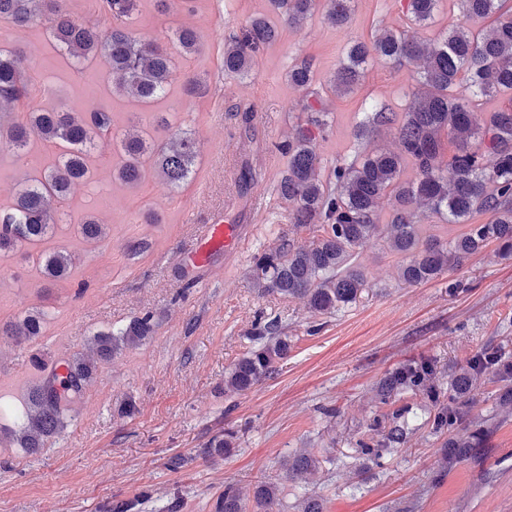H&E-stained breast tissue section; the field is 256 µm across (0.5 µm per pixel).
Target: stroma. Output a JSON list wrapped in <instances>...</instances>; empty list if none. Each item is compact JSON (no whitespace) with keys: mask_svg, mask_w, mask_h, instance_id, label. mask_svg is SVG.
Segmentation results:
<instances>
[{"mask_svg":"<svg viewBox=\"0 0 512 512\" xmlns=\"http://www.w3.org/2000/svg\"><path fill=\"white\" fill-rule=\"evenodd\" d=\"M406 5L354 0L340 28L319 5L301 26L279 22L278 41L260 48L246 76L230 78L224 44L250 17L270 14L268 0H169L165 9L140 0L141 36L168 45L173 29L190 26L201 41L197 53L177 57L166 95L149 108L119 93L104 65L76 72L45 31L0 20V46L20 45L33 56L42 106L85 112L105 105L119 130L150 126L151 112H163L200 145L196 173L177 192L156 179L130 190L113 181L111 166L97 165L95 185L75 188L64 206L67 221L49 242L71 254L70 279L46 281L36 248L0 258V321L29 312L45 318L43 336L33 341L0 336V405L8 409L0 416V512H103L146 486L154 495L138 512H167L176 495L180 512H211L225 484L249 488L258 480L283 483L280 512H295L305 495L320 498L324 512H512V417L497 414L506 385L496 379H486L470 407L488 429L477 457L449 462L440 473L448 436L425 424L424 398L410 392L399 401L409 410L406 443L379 460L360 452L384 411L375 384L387 371L413 358L433 359L445 391L481 349L512 356V256L489 248L434 281L410 286L399 278L397 257L374 240L357 251L369 281L362 297L321 316L303 300L261 293L251 283L255 256L281 235L300 245L314 239L293 227L278 191L286 161L281 147L306 119V92L289 83V70L313 63V87L332 120L319 141L326 167L366 148L398 150L393 130L361 138L357 126L373 103L403 111L418 89L414 68L375 57L351 92L336 94L330 82L352 43L372 42L386 30L428 41L461 16L459 0H442L433 23L421 28L407 18ZM191 79L204 86V97L187 94ZM150 128L155 139L168 134ZM45 164L36 147L21 156L1 150L0 204ZM247 165L255 182L244 196L239 174ZM89 204L110 226L107 238L91 244L74 231ZM149 213L155 223L146 222ZM216 217L245 225L239 251L186 272L180 256ZM140 240L145 251L129 257L127 244ZM146 312L153 315V336L100 365L46 448L36 454L19 448L12 413L22 410L39 377L32 357L51 363L78 356L96 332L118 330ZM260 319L279 320L292 340L289 356L274 378L247 394L225 393L224 374L251 347ZM127 399L138 409L130 419L117 414ZM228 429L237 433L234 452L203 458L206 443ZM306 448L319 466L303 482H285L286 461ZM175 455L185 460L176 470L168 465Z\"/></svg>","mask_w":512,"mask_h":512,"instance_id":"obj_1","label":"stroma"}]
</instances>
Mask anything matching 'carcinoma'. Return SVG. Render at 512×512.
Instances as JSON below:
<instances>
[{
	"instance_id": "1",
	"label": "carcinoma",
	"mask_w": 512,
	"mask_h": 512,
	"mask_svg": "<svg viewBox=\"0 0 512 512\" xmlns=\"http://www.w3.org/2000/svg\"><path fill=\"white\" fill-rule=\"evenodd\" d=\"M92 16H78L67 0H0V18L22 28L42 27L68 54L72 63L103 61L107 74L120 77L127 96L149 104L164 96L173 74V56L166 45L144 41L132 27L137 0H95ZM288 23L299 25L316 9L318 0H269ZM353 0H328L326 20L345 25ZM440 0H408L409 21L430 25ZM505 0H460L462 20L439 37L421 42L399 31L386 30L372 44H353L332 80L335 92L345 94L358 84L370 55L390 62L422 63L417 71L419 89L402 112L374 106L360 123L363 136L376 127L395 130L400 151H361L325 170L319 137L328 127V113L306 103L307 120L299 125L284 147L286 167L280 193L290 205L289 221L297 228L317 227L321 234L311 244L298 246L283 236L276 246L255 258L253 287L288 298L306 300L316 315L332 314L357 301L368 278L355 264L356 250L373 239L402 256L399 277L411 285L426 283L450 268L459 267L489 244L497 253L512 255V104L492 112H477L473 103L512 93V13L502 11ZM494 19L488 31H474L470 22ZM278 29L265 17H254L242 35L224 45V74L244 76L257 50L276 42ZM198 33L185 27L175 33L183 56L197 50ZM313 64L304 61L288 71V81L311 86ZM34 63L18 47L0 49V147L23 150L40 143L54 151L51 164L36 176L22 180L13 202L0 208V256L19 247H37L55 233L59 213L72 188L95 176L90 163L99 143L116 138L112 112L100 106L89 112H72L63 106L45 109L32 96ZM161 125L169 137L157 142L144 129L123 134L118 144L121 161L112 178L129 188L159 179L178 190L188 182L199 155L192 134ZM453 149L445 151V144ZM448 161H443V155ZM415 178L401 179L405 165ZM385 198L394 200L390 220L379 223L378 208ZM488 213L485 224H468L463 234L448 239L423 235L420 218L435 214L448 224H467L475 213ZM109 227L90 210L76 227L86 242L105 238ZM43 275L54 281L71 276L72 257L64 249L40 254ZM44 318L29 313L17 322L0 323V335L31 341L42 334ZM154 334L153 316L135 317L117 332L100 331L90 339L94 358L68 360L60 375L56 366H39L41 375L29 388L25 411L17 417L13 440L29 452L45 447L64 426L72 405L80 400L97 372L124 348L137 347ZM252 347L224 375V393L241 395L273 376L288 358L291 341L275 320L258 323ZM437 368L425 358L411 359L386 373L376 384L380 403L395 404L406 392L423 393L432 403L430 421L438 432L448 433L440 460L471 457L483 447L480 420L465 411L487 375L512 383V361L495 350L480 353L462 369L457 385L441 400L435 385ZM404 409H394L375 421L377 438L360 451L380 459L395 445L405 443ZM236 433L227 431L205 448L207 456L232 451ZM314 452L305 450L288 463L286 480L297 482L315 466ZM281 489L262 483L252 491L255 504L247 508L234 484L224 485L214 512H278Z\"/></svg>"
}]
</instances>
